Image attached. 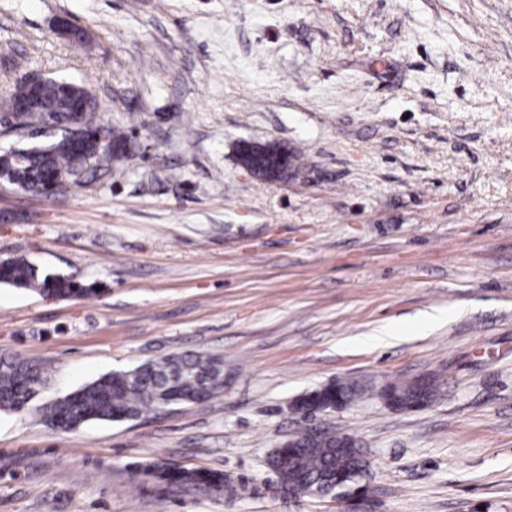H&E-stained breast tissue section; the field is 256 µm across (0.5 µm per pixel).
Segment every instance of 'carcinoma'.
Here are the masks:
<instances>
[{
	"mask_svg": "<svg viewBox=\"0 0 512 512\" xmlns=\"http://www.w3.org/2000/svg\"><path fill=\"white\" fill-rule=\"evenodd\" d=\"M18 122L46 140L37 145L25 140L10 152L0 153V171L8 183L32 194L44 193L61 175L75 186L90 178L110 177L131 150L130 137L122 126L101 123L96 112L68 111L58 96L56 80L50 77L44 83L42 107L26 113ZM283 150L277 143L251 145L241 148L239 160L254 175L277 180L288 175L295 160L290 152L288 162H280ZM0 283L56 298L95 292L91 284L44 275L24 258L0 262ZM43 384L39 368L16 357H0V411L24 408ZM386 387L406 403L416 395L411 382H392ZM223 389L224 358L176 354L129 371L105 374L57 400L45 417L52 426L69 432L92 420H133L147 410L202 403ZM362 392L360 382L345 379L334 383L331 395L352 403ZM358 451H362L358 442L343 432L325 431L315 437L302 432L294 438L291 449L271 457V465L283 483L295 478L310 493L322 496L331 492L330 476L336 472L346 474L351 483L361 477ZM142 470L159 485L224 491L222 472L181 470L159 463L146 464Z\"/></svg>",
	"mask_w": 512,
	"mask_h": 512,
	"instance_id": "cac0c4a2",
	"label": "carcinoma"
}]
</instances>
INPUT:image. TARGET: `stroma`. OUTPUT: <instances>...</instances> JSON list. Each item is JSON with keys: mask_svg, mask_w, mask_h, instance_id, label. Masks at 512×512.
I'll list each match as a JSON object with an SVG mask.
<instances>
[{"mask_svg": "<svg viewBox=\"0 0 512 512\" xmlns=\"http://www.w3.org/2000/svg\"><path fill=\"white\" fill-rule=\"evenodd\" d=\"M31 73L135 134L115 176L0 187V261L98 287L0 284V356L47 376L0 411V512H512V0H0V101ZM269 141L296 156L277 181L238 159ZM184 352L223 357V392L71 432L44 418ZM423 374V409L291 407ZM310 427L366 452L343 495L280 492L268 459ZM152 461L226 488L158 486ZM331 386L332 383H328L297 397L292 402L293 409L304 416H310L328 410H340L348 406V404H343L341 400L349 401V405L353 404L354 398L363 392V385L356 380H338L334 383V389L331 390ZM330 390L332 391L331 396L336 397L337 395L341 400L336 398V400L332 401L316 402L319 397L324 396L326 392Z\"/></svg>", "mask_w": 512, "mask_h": 512, "instance_id": "1", "label": "stroma"}]
</instances>
